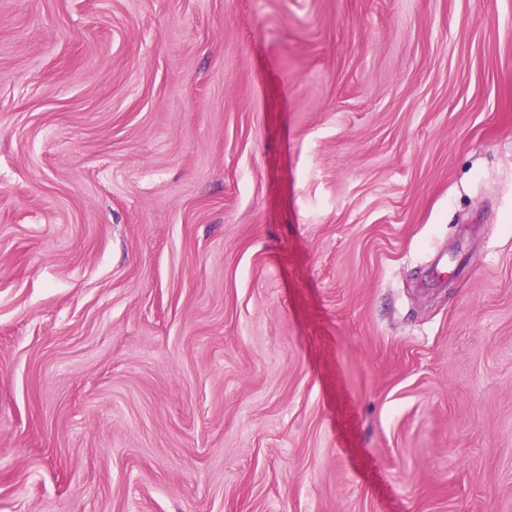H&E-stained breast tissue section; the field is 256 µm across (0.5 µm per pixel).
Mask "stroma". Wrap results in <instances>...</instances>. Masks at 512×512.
<instances>
[{
    "label": "stroma",
    "instance_id": "stroma-1",
    "mask_svg": "<svg viewBox=\"0 0 512 512\" xmlns=\"http://www.w3.org/2000/svg\"><path fill=\"white\" fill-rule=\"evenodd\" d=\"M0 512H512V0H0Z\"/></svg>",
    "mask_w": 512,
    "mask_h": 512
}]
</instances>
